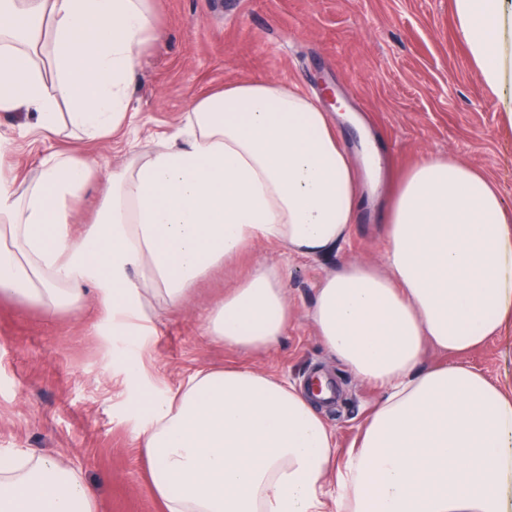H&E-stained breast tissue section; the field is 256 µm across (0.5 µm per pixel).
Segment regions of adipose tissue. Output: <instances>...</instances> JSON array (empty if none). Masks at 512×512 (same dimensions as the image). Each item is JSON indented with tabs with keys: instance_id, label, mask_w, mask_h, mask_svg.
Wrapping results in <instances>:
<instances>
[{
	"instance_id": "1",
	"label": "adipose tissue",
	"mask_w": 512,
	"mask_h": 512,
	"mask_svg": "<svg viewBox=\"0 0 512 512\" xmlns=\"http://www.w3.org/2000/svg\"><path fill=\"white\" fill-rule=\"evenodd\" d=\"M453 12L512 125V0H453ZM153 27L150 0H0V112L35 113L47 137L117 131ZM11 152L0 137V298L55 315L79 308L90 283L118 336L255 243L331 253L363 205L331 113L269 80L197 98L115 171L54 151L22 174L4 166ZM92 181L102 204L76 239L74 205ZM383 236L380 261L328 272L307 313L325 350L381 390L346 455L307 389L243 365L202 368L145 398L138 438L164 512H512V394L467 360L512 317V206L488 175L431 154L401 177ZM292 316L283 268L261 264L205 331L267 349ZM429 347L448 363L424 366ZM77 507L96 512L57 459L0 453V512Z\"/></svg>"
}]
</instances>
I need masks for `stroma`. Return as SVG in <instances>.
<instances>
[{
	"instance_id": "obj_1",
	"label": "stroma",
	"mask_w": 512,
	"mask_h": 512,
	"mask_svg": "<svg viewBox=\"0 0 512 512\" xmlns=\"http://www.w3.org/2000/svg\"><path fill=\"white\" fill-rule=\"evenodd\" d=\"M152 0L155 33L131 88V119L117 137L90 142L65 133L43 141L26 112L0 113L22 168L47 149L93 157L110 170L170 135L193 100L250 80L292 84L322 100L354 161L371 135L390 161L384 189L366 197L349 239L336 253L292 259L259 242L194 288L188 303L160 311L149 336H116L93 286L83 307L46 317L36 306L0 300V451L50 455L81 475L98 512H163L149 487L137 438L148 418L145 388H176L197 369L240 364L305 384L321 369L336 384L324 415L338 451L350 448L378 387L356 379L322 348L305 317L319 280L349 259L378 260L390 189L422 156L449 154L498 183L512 202V128L474 72L452 0ZM259 263L287 274L294 317L271 349L241 352L204 334L208 312ZM487 378L512 390V319L468 356ZM141 363L145 378L128 376Z\"/></svg>"
}]
</instances>
